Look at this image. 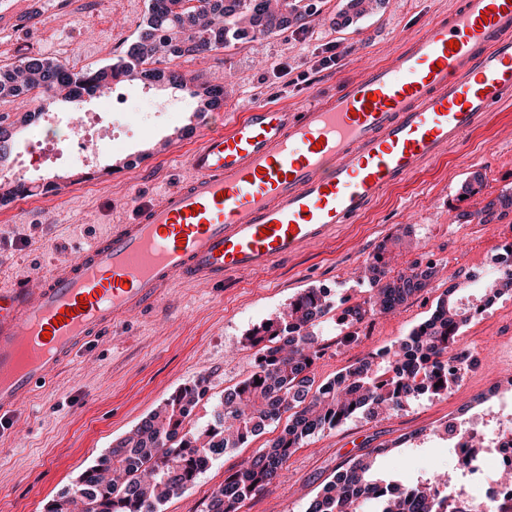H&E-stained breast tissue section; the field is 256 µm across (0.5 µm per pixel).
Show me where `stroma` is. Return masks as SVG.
<instances>
[{"instance_id":"1","label":"stroma","mask_w":512,"mask_h":512,"mask_svg":"<svg viewBox=\"0 0 512 512\" xmlns=\"http://www.w3.org/2000/svg\"><path fill=\"white\" fill-rule=\"evenodd\" d=\"M317 13L306 35L287 32L205 56L181 59L191 75L224 81V113L251 104L300 106L388 62L431 19L447 15L455 0H385L358 23L332 26L344 0H314ZM148 0H0V65L28 55L100 66L119 57L136 35ZM40 25L28 26L30 14ZM335 42L343 55L310 85L286 84L281 66L305 70L322 44ZM123 94L149 97L163 107L144 124L123 122L121 144L104 154L92 176L65 164L41 171L58 183L46 195L19 197L0 206V286L24 283L67 262L77 246L90 242L100 224L129 220L135 201L153 199L186 177L175 155L191 147L208 127L196 117L188 93L136 82ZM481 172L480 193L463 197L461 186ZM512 191V103L467 133L460 147L423 164L418 172L385 190L353 224L337 229L323 244L288 257L265 273L231 278L211 288L179 282L167 288L159 308L130 318L111 336L95 342L62 366L50 383L24 404L8 429L0 431V512H47L83 471L107 453L152 411L186 385L204 381L207 393L194 409L193 428L210 424L225 390L248 377L257 350L246 337L286 312L304 289L326 288L332 298L361 301V274L381 245L401 227L413 245L393 250V270L414 260L437 263L440 273L395 314L377 316L344 341L337 310L323 318L318 333L324 350L313 365L325 382L369 353L389 347L426 319L459 270L490 263L512 243V214L489 224H463L459 213L481 208L501 191ZM460 342L476 358L466 378L448 394L410 403L390 417H355L322 431L297 448L281 482L247 501L242 512H306L310 501L345 459L388 446L380 475L448 468L453 451L441 433L447 422L512 399V296L500 299L463 329ZM273 423L243 447L211 461L194 485L172 498L162 512H202L228 469L238 467L279 433Z\"/></svg>"}]
</instances>
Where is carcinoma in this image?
<instances>
[{
    "instance_id": "obj_1",
    "label": "carcinoma",
    "mask_w": 512,
    "mask_h": 512,
    "mask_svg": "<svg viewBox=\"0 0 512 512\" xmlns=\"http://www.w3.org/2000/svg\"><path fill=\"white\" fill-rule=\"evenodd\" d=\"M383 0H345L332 25L343 28L371 14ZM317 12L311 0H149L140 31L123 55L99 67H81L41 56H25L0 67V101L30 97L34 110L22 115L23 126L50 111L46 103L62 97L76 108L103 89L130 81L150 87L164 85L197 100V116L224 106V87L189 76L174 64L185 56H200L261 37L308 29ZM32 186L20 179L0 183V205L27 196ZM512 212V192L460 218L480 224ZM386 247L367 266V297L342 310L345 327L377 315L397 312L438 275L432 262L414 261L392 272ZM470 288L481 290L480 304L465 309L453 298L437 301L431 315L384 352L368 355L336 377L315 384L310 375L320 357L317 328L332 308L325 288H307L288 311L246 336L258 348L256 368L236 387L224 392L213 422L202 430L186 429V412L206 395L203 382L180 389L163 406L145 417L127 436L89 466L72 490L53 500L47 512H161L171 497L191 487L199 463L212 449L239 448L261 434L269 423L288 419L279 435L238 468L225 472L203 512H241L245 502L281 481L292 452L312 436L362 416L375 419L398 412L425 394L448 391L455 382L452 363L462 329L484 312L491 299L512 294V273L472 268L463 273ZM389 448L378 446L344 460L336 474L314 497L308 512H469L449 502L440 470L399 479L376 473L378 460Z\"/></svg>"
}]
</instances>
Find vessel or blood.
<instances>
[{"mask_svg":"<svg viewBox=\"0 0 512 512\" xmlns=\"http://www.w3.org/2000/svg\"><path fill=\"white\" fill-rule=\"evenodd\" d=\"M511 99L512 0H459L322 103L216 117L185 180L49 278L0 287V424L173 283L219 287L324 243Z\"/></svg>","mask_w":512,"mask_h":512,"instance_id":"1","label":"vessel or blood"}]
</instances>
